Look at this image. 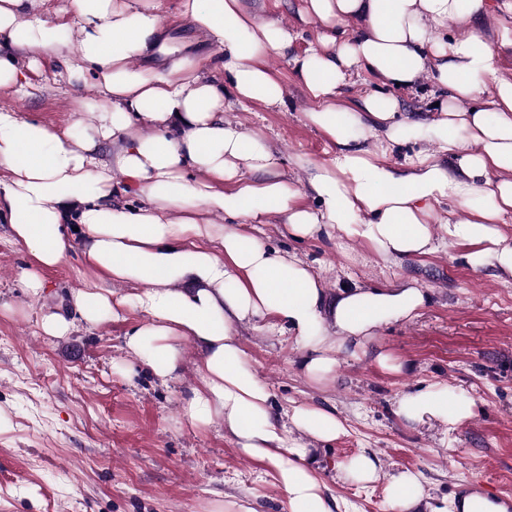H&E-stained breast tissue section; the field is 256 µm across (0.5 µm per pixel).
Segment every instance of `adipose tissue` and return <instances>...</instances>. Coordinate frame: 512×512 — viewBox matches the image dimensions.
<instances>
[{"label":"adipose tissue","mask_w":512,"mask_h":512,"mask_svg":"<svg viewBox=\"0 0 512 512\" xmlns=\"http://www.w3.org/2000/svg\"><path fill=\"white\" fill-rule=\"evenodd\" d=\"M36 2L0 0V89H30L31 73L53 60L68 82L94 77L95 97L73 105L98 125L80 137L0 110V223L32 258L26 287L39 294L40 270L67 262L69 229L78 227L81 264L97 283L72 296L73 310L90 324L139 316L127 348L162 379L193 342L189 423L221 421L235 448L273 471L283 512H333L309 456L312 442L344 433L342 420L312 404L279 418L247 366L238 327L288 329L305 352L307 381L322 386L335 377L338 352L414 318L427 295L405 283L328 298L321 277L269 248L257 227L277 215L283 236H340L388 264L461 240L471 268L489 264L512 279V235L502 230L512 222V73L494 50L512 47V0H301L315 38L292 71L314 103L309 123L336 152L305 160L298 182L261 136L224 118L229 97L268 109L285 103L268 59L299 34L277 19L281 0H268L264 21L241 0H179L170 15L158 0H68L51 13ZM488 18L487 35L477 26ZM353 76L367 86L354 112L341 96ZM424 76L438 106L419 122L402 114L394 90ZM426 136L434 149L389 162L394 149ZM126 283L143 289L117 293ZM396 412L454 427L472 417L473 403L438 387L401 397Z\"/></svg>","instance_id":"1"}]
</instances>
